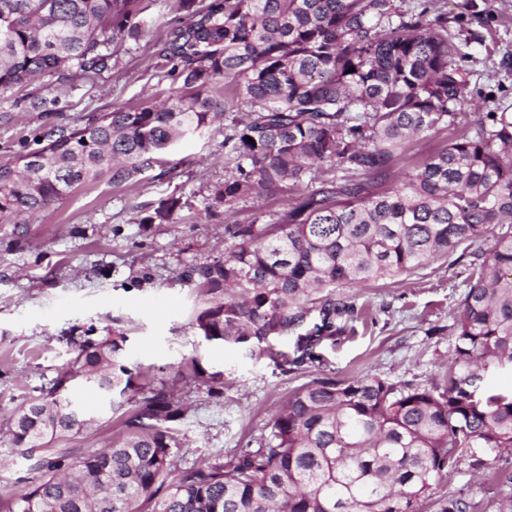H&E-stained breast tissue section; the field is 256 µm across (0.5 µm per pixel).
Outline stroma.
<instances>
[{
    "mask_svg": "<svg viewBox=\"0 0 512 512\" xmlns=\"http://www.w3.org/2000/svg\"><path fill=\"white\" fill-rule=\"evenodd\" d=\"M448 31L462 43L459 65L468 75L467 107L459 118L471 125L496 102L512 104V0L488 11L484 0H441ZM178 0H152L141 16L139 39L112 48V68L90 80L59 86L53 111L27 109L25 97L40 84L0 94V161L23 150L48 124L79 125L91 112L112 106H148L167 96L172 80L157 52L184 22ZM454 128H439L410 141L394 168V182L414 173L430 152L446 145ZM174 171L155 168L133 186L105 181L75 189L24 224H0V512H5L28 465L8 440L5 424L15 407L48 386L75 355L77 337L93 339L119 328L125 363L142 381L165 382L184 405L171 422L178 443L170 448L177 468L222 464L243 448L259 447L276 407L299 385L316 377L346 380L380 377L430 384L448 370V327L466 290L468 262L436 259L390 279L356 288H335L362 307V319L317 349L319 366L288 370L269 358H251L236 346L202 343L193 313L208 295L187 269L223 258L224 225L206 220L209 189L232 168L224 129L215 125L174 143ZM179 196L186 206L170 223L148 224L161 200ZM224 374L220 395L184 372L191 359ZM77 436L54 440L57 448L108 447L124 434L121 413L102 415ZM512 462L487 457L483 470L468 464L448 471L435 497L488 501Z\"/></svg>",
    "mask_w": 512,
    "mask_h": 512,
    "instance_id": "1",
    "label": "stroma"
}]
</instances>
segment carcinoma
Wrapping results in <instances>:
<instances>
[{
    "instance_id": "obj_1",
    "label": "carcinoma",
    "mask_w": 512,
    "mask_h": 512,
    "mask_svg": "<svg viewBox=\"0 0 512 512\" xmlns=\"http://www.w3.org/2000/svg\"><path fill=\"white\" fill-rule=\"evenodd\" d=\"M138 0H0V93L47 77L64 84L112 69V44L139 37ZM187 20L158 51L176 83L159 106L50 124L36 147L0 162V224L42 211L99 179L141 180L177 140L224 119L234 167L210 188V219L239 201L301 189L328 165L341 174L291 200L272 222L225 223L224 258L188 277L213 296L200 335L251 358L300 367L358 318L330 288L392 278L438 257L470 258L472 281L449 336L440 382L314 378L279 406L258 448L228 463L174 469L165 423L181 414L165 384L125 410L126 436L80 453L50 447L86 425L70 387L112 388L113 410L142 388L118 329L76 343L51 386L19 404L12 444L33 458L8 512H422L445 470L512 454V112L499 103L383 190L411 138L456 123L467 81L448 16L400 0H180ZM354 71H349V68ZM238 93L224 96L223 83ZM253 141H247V138ZM171 197L143 224L170 222ZM489 240L486 252L462 245ZM294 338L293 354L271 342ZM191 379L214 390L199 360ZM437 512H482L448 496Z\"/></svg>"
}]
</instances>
